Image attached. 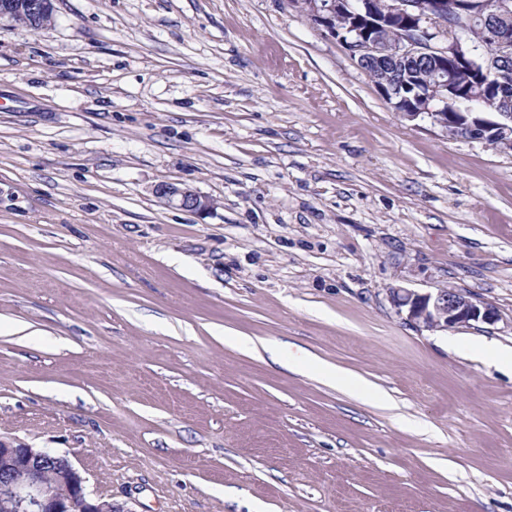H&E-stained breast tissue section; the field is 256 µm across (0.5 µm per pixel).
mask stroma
<instances>
[{
	"label": "stroma",
	"instance_id": "35a3bbf8",
	"mask_svg": "<svg viewBox=\"0 0 512 512\" xmlns=\"http://www.w3.org/2000/svg\"><path fill=\"white\" fill-rule=\"evenodd\" d=\"M53 4L0 23V437L129 512H512V368L461 350L512 349V154L287 0ZM399 284L498 319L418 330ZM153 194L167 206L192 213H209L216 207L213 199L177 182L161 181L154 186Z\"/></svg>",
	"mask_w": 512,
	"mask_h": 512
}]
</instances>
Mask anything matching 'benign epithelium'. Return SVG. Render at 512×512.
<instances>
[{
    "instance_id": "1",
    "label": "benign epithelium",
    "mask_w": 512,
    "mask_h": 512,
    "mask_svg": "<svg viewBox=\"0 0 512 512\" xmlns=\"http://www.w3.org/2000/svg\"><path fill=\"white\" fill-rule=\"evenodd\" d=\"M52 0H0V22L36 27L50 14ZM315 25L336 37L402 119L426 121L449 138L466 131L500 152L512 153V113L500 111L501 94L456 89L448 70L434 55L472 60L489 42L508 52L509 31L470 14L460 26L448 13V0H303ZM430 61L419 85L397 86L394 66ZM153 194L165 205L192 213L215 209L213 199L177 182L161 181ZM390 296L398 315L420 330L442 333L474 323L491 324L497 312L457 288L438 286L426 292L397 285ZM0 480L8 484L12 507L7 512H126L110 496H91L85 478L66 454L47 448L14 445L0 438Z\"/></svg>"
}]
</instances>
